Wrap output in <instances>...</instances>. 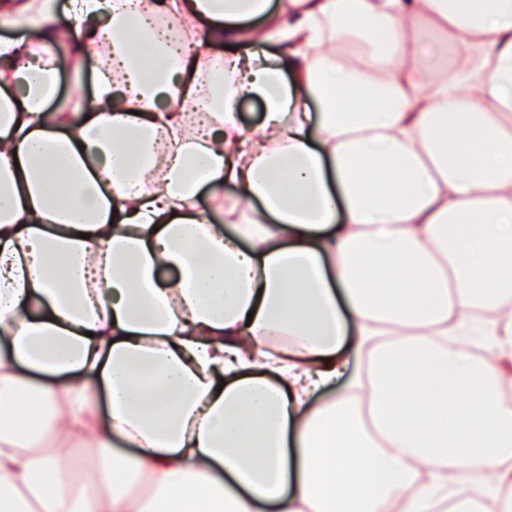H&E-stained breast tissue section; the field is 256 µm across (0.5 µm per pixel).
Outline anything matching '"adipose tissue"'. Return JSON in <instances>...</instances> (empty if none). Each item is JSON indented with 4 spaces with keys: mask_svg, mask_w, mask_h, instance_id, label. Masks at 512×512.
Here are the masks:
<instances>
[{
    "mask_svg": "<svg viewBox=\"0 0 512 512\" xmlns=\"http://www.w3.org/2000/svg\"><path fill=\"white\" fill-rule=\"evenodd\" d=\"M66 14L0 38V512H512V0ZM476 307L486 358L450 341ZM60 55V98L59 102H68L77 93L89 94L91 91L93 71L87 69L80 76L79 82L74 78L68 61V50L59 49Z\"/></svg>",
    "mask_w": 512,
    "mask_h": 512,
    "instance_id": "obj_1",
    "label": "adipose tissue"
}]
</instances>
